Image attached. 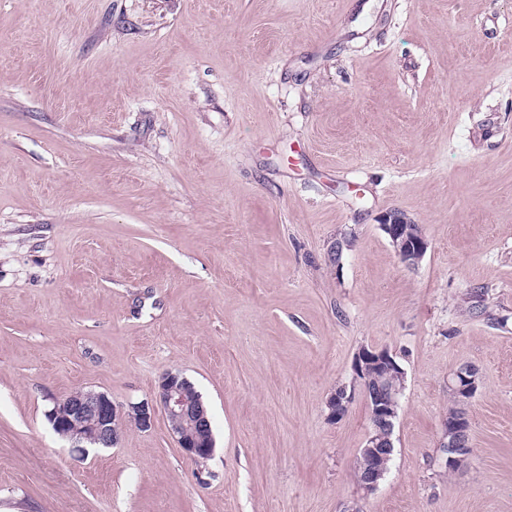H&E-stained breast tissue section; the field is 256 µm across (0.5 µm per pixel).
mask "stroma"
Returning <instances> with one entry per match:
<instances>
[{
	"mask_svg": "<svg viewBox=\"0 0 512 512\" xmlns=\"http://www.w3.org/2000/svg\"><path fill=\"white\" fill-rule=\"evenodd\" d=\"M364 347L405 371L368 495L369 406H327ZM167 371L206 463L46 418ZM0 512H512V0H0ZM402 263L417 265L425 256L429 243L423 233H412L405 218L396 212H390L380 224ZM453 394L461 406L466 407L474 397L478 387L477 371L471 366L463 367L455 372L450 383ZM442 444L443 448H448V467L458 470L467 463L471 454L467 417L445 423Z\"/></svg>",
	"mask_w": 512,
	"mask_h": 512,
	"instance_id": "35a3bbf8",
	"label": "stroma"
}]
</instances>
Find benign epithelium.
<instances>
[{"label":"benign epithelium","instance_id":"7a95c632","mask_svg":"<svg viewBox=\"0 0 512 512\" xmlns=\"http://www.w3.org/2000/svg\"><path fill=\"white\" fill-rule=\"evenodd\" d=\"M383 232L392 243L400 261L416 265L425 256L429 243L421 233L408 229V222L396 212L389 213L381 224ZM384 367L389 376L375 390L363 389L370 408L371 429L363 448L364 471L359 481L366 494L375 491L385 474L386 462L393 453V442L383 432L394 428L397 415L398 395L404 384L396 385L394 378L405 379V372L396 370V362L386 350L363 349L353 363L355 375H367ZM451 387L461 406L465 407L474 397L478 387L477 371L464 367L455 372ZM193 384L178 373L161 375L154 401L135 404L125 411L104 392L83 390L72 393L55 402L48 411V421L54 431L75 454H86L90 448H110L118 443L124 422L141 429L152 426L156 409H161L167 419L170 435L184 454L196 462L210 459L215 451L214 437L209 419L202 413L203 401L193 402L188 392ZM354 392L345 389L329 400L330 415L339 419L344 416ZM443 447L448 449V466L460 469L471 454L469 445V421L458 418L444 425Z\"/></svg>","mask_w":512,"mask_h":512}]
</instances>
